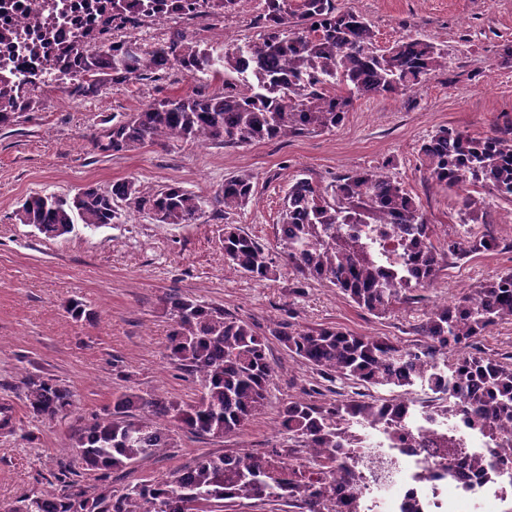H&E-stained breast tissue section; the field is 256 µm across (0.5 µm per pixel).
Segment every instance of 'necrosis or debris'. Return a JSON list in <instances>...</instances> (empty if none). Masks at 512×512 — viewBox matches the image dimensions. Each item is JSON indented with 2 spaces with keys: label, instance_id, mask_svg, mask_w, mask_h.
<instances>
[{
  "label": "necrosis or debris",
  "instance_id": "4bbe7bcc",
  "mask_svg": "<svg viewBox=\"0 0 512 512\" xmlns=\"http://www.w3.org/2000/svg\"><path fill=\"white\" fill-rule=\"evenodd\" d=\"M434 397L456 406V414L414 400L407 404L402 435L353 423L350 464L360 476V491L347 502V512H457L460 496L470 497L474 512H501V503L512 500V453H499L467 422L456 385ZM475 455L485 456L487 466L473 468Z\"/></svg>",
  "mask_w": 512,
  "mask_h": 512
}]
</instances>
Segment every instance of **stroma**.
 <instances>
[{
	"instance_id": "obj_1",
	"label": "stroma",
	"mask_w": 512,
	"mask_h": 512,
	"mask_svg": "<svg viewBox=\"0 0 512 512\" xmlns=\"http://www.w3.org/2000/svg\"><path fill=\"white\" fill-rule=\"evenodd\" d=\"M264 3L247 0L236 16L220 21H149L124 37L160 45L180 34L217 49L242 44L262 36ZM334 3L371 24L378 49L420 37L447 49V67L419 89L355 99L334 131L236 147L170 141L112 155L96 149L94 138L111 125L113 114L135 112L171 95H206L219 86L175 67L130 85L105 84L85 98H72L55 85L41 87L39 106L0 128V400L12 401L18 422L16 434L0 435V512H14L23 496L49 489L64 467L81 472L83 484H90L91 475L69 449L86 420L111 408L114 394L125 387L190 399L192 384L165 358L171 328L166 294L224 307L261 333L290 319L302 327H342L411 347L420 341L417 325L434 306L512 269V203L495 202L461 224L457 193L428 181L419 158L420 145L443 126L476 137L512 132V0ZM382 166L421 204L436 246L470 231L494 235L500 248L449 258L436 284L417 290L415 302L385 317L368 313L325 282L295 290L293 275L279 258L275 276L262 282L225 265L219 234L227 224L278 257V224L295 179L323 188L345 173ZM240 174L253 176L254 196L241 209L222 213L216 197L225 178ZM125 180L147 188L178 183L202 197L204 213L195 223L174 226L125 206L118 223L95 231L78 227L55 239L13 217L19 203L35 193L72 195L88 185L108 192ZM73 300L85 304L90 317L74 320L67 312ZM268 354L275 367L268 399L243 430L221 438L174 431V447L113 472V487L172 479L200 455L264 452L283 440L276 415L289 398L315 389L319 402L336 401L334 384L278 341H270ZM30 372L50 375L74 392L67 416L49 421L27 414L19 384Z\"/></svg>"
}]
</instances>
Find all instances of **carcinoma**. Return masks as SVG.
Masks as SVG:
<instances>
[{
	"label": "carcinoma",
	"mask_w": 512,
	"mask_h": 512,
	"mask_svg": "<svg viewBox=\"0 0 512 512\" xmlns=\"http://www.w3.org/2000/svg\"><path fill=\"white\" fill-rule=\"evenodd\" d=\"M244 0H77L84 31L68 39L52 17H40V0H0V49L13 48V16L37 22L38 35L28 56L17 62L22 78L0 76V126L33 109L30 90L64 84L73 98L94 93L103 80L129 85L177 66L186 76L216 77L231 70L240 85L207 96L194 93L156 99L137 112L112 116V126L97 140L102 152H120L166 141L239 146L253 141L331 132L340 127L359 96L418 89L446 67L448 52L420 38L396 41L383 51L360 15L340 11L334 0H265V34L256 41L227 47L184 43L175 36L158 47L133 41L110 42L105 33L121 21L139 26L162 17H199L235 13ZM429 180L456 189L460 221L490 203L512 201V138L474 137L442 128L419 149ZM254 194L249 175L224 179L216 202L224 210L245 206ZM150 214L160 224H193L203 214L202 198L178 184L146 188L132 180L101 193L88 187L72 197L36 194L15 212L16 220L47 238L71 233L80 225L97 230L120 219L117 201ZM355 224H380L379 240L399 255L394 265L364 246ZM281 256L298 287L327 280L359 307L375 315L393 312L412 300L411 292L431 285L447 265L500 247L497 238L467 234L439 249L432 241L421 205L399 180L378 169L339 176L325 188L298 178L288 188L279 224ZM224 262L256 281L270 279L276 265L269 250L226 224L221 229ZM174 322L167 359L190 377L188 401L163 393L129 388L115 397L112 410L91 418L71 450L94 472L82 485L75 471L62 469L56 484L24 498L23 512H223L224 501L257 499L303 501L305 512H344L358 493L357 475L348 466L352 419L398 430L405 404L381 402L359 387H399L416 377L442 386L435 372L446 363L451 377L465 384L464 413L500 451L512 452V433L500 421L512 420V355L499 357L478 347V339L512 323V270L480 283L472 294L435 307L418 327L422 344L403 348L382 337L342 328L296 327L280 322L269 335L258 333L219 306L173 293L164 298ZM329 381L358 390L328 404L294 398L283 403L278 419L288 445L263 453L201 457L167 482L141 480L116 490L112 471L133 467L170 448L169 421L193 436L224 437L239 432L266 400L275 368L268 357L269 337ZM457 357L448 362V350ZM20 398L29 415L52 419L73 405L67 386L49 375L27 374ZM14 428L13 404L0 402V432Z\"/></svg>",
	"instance_id": "cac0c4a2"
}]
</instances>
